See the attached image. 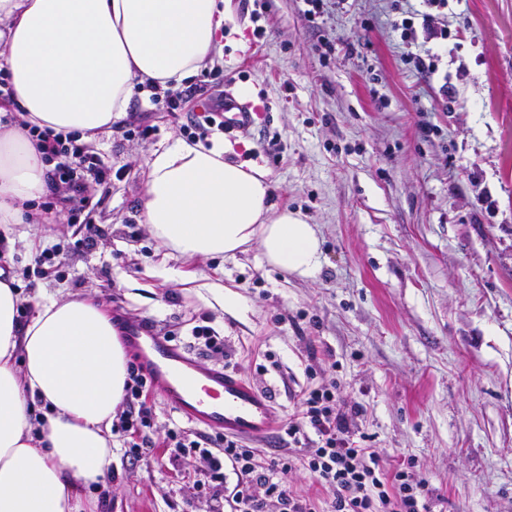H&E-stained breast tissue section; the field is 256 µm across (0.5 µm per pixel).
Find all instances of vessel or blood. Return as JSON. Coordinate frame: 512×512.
<instances>
[{
  "label": "vessel or blood",
  "instance_id": "obj_1",
  "mask_svg": "<svg viewBox=\"0 0 512 512\" xmlns=\"http://www.w3.org/2000/svg\"><path fill=\"white\" fill-rule=\"evenodd\" d=\"M254 115L249 103H227L224 127L243 130ZM115 327L147 375L161 383L163 401L190 422L246 439L273 428L276 410L271 395L255 389L238 373L205 364L191 351L172 344L150 320L130 318L116 322Z\"/></svg>",
  "mask_w": 512,
  "mask_h": 512
}]
</instances>
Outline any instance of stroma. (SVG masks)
<instances>
[{"label": "stroma", "instance_id": "35a3bbf8", "mask_svg": "<svg viewBox=\"0 0 512 512\" xmlns=\"http://www.w3.org/2000/svg\"><path fill=\"white\" fill-rule=\"evenodd\" d=\"M251 21L224 0V40L188 77L223 68L228 98L247 96L271 118L225 134L236 162L270 171L272 201L314 224L319 267L268 265L258 245L233 257L186 260L148 230L141 170L168 138H186L190 110L134 94L125 119L90 141L116 174L96 187L91 217L103 236L63 256L62 279H30L38 247L73 241L75 226L31 210L12 224V272L32 319L49 300L89 297L152 320L172 344L270 390L281 416L310 386L311 368L336 379L353 428L395 465L416 460L433 512H512V0H265ZM428 13L444 39L404 11ZM430 50L435 70L408 53ZM458 91L446 111L443 84ZM132 124L154 126L146 139ZM222 279L229 301L203 299ZM212 327L207 353L194 327ZM152 384L140 458L112 437L100 512H212L191 486L203 460H171L168 429H189Z\"/></svg>", "mask_w": 512, "mask_h": 512}]
</instances>
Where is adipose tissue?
Listing matches in <instances>:
<instances>
[{
  "mask_svg": "<svg viewBox=\"0 0 512 512\" xmlns=\"http://www.w3.org/2000/svg\"><path fill=\"white\" fill-rule=\"evenodd\" d=\"M224 30L218 0H0V69L11 95L0 112V224H19L47 191L50 168L26 125L95 139L127 114L137 87L180 83ZM232 145L180 138L155 149L143 173L146 224L188 260L258 244L272 266L310 274L314 225L269 200L267 170L227 161ZM20 299L0 281V512H96L81 487L112 462L110 427L127 360L110 313L90 298L41 304L20 324ZM42 402L31 424L29 399Z\"/></svg>",
  "mask_w": 512,
  "mask_h": 512,
  "instance_id": "1",
  "label": "adipose tissue"
}]
</instances>
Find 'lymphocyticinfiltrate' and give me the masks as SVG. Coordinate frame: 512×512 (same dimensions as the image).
<instances>
[{
  "instance_id": "lymphocytic-infiltrate-1",
  "label": "lymphocytic infiltrate",
  "mask_w": 512,
  "mask_h": 512,
  "mask_svg": "<svg viewBox=\"0 0 512 512\" xmlns=\"http://www.w3.org/2000/svg\"><path fill=\"white\" fill-rule=\"evenodd\" d=\"M29 137L54 167L47 179L51 192L70 217H81L74 251L92 250L101 234L99 225L85 217L88 181L104 184L110 176L98 155L74 135L52 134L30 128ZM147 378L143 367L130 370L127 408L112 423L116 433L136 434L147 426L151 410L143 398ZM288 446L271 461L262 460L246 442L216 436L215 448L202 447L188 432H170L174 457L199 455L207 464L205 485L216 503L231 512H431L428 483L414 462L385 466L371 446V435L353 430L336 380L305 389L296 415L282 422ZM302 465L329 496L324 502L293 493L283 475ZM235 484H228V474Z\"/></svg>"
}]
</instances>
